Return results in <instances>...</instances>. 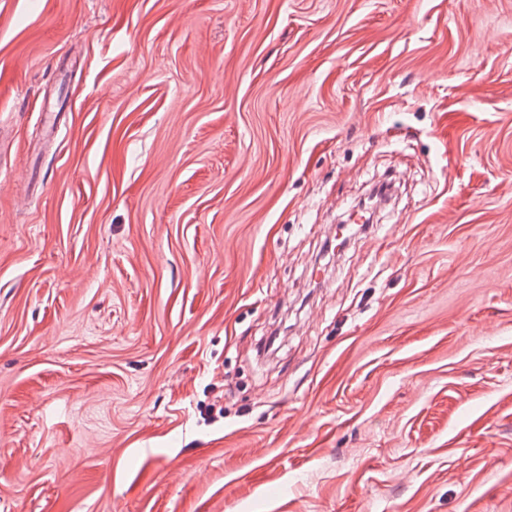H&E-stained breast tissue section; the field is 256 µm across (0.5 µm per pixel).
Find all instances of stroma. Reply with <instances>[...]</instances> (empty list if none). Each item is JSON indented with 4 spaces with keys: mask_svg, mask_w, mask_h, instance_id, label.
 Wrapping results in <instances>:
<instances>
[{
    "mask_svg": "<svg viewBox=\"0 0 512 512\" xmlns=\"http://www.w3.org/2000/svg\"><path fill=\"white\" fill-rule=\"evenodd\" d=\"M0 131V512H512V0H0Z\"/></svg>",
    "mask_w": 512,
    "mask_h": 512,
    "instance_id": "35a3bbf8",
    "label": "stroma"
}]
</instances>
